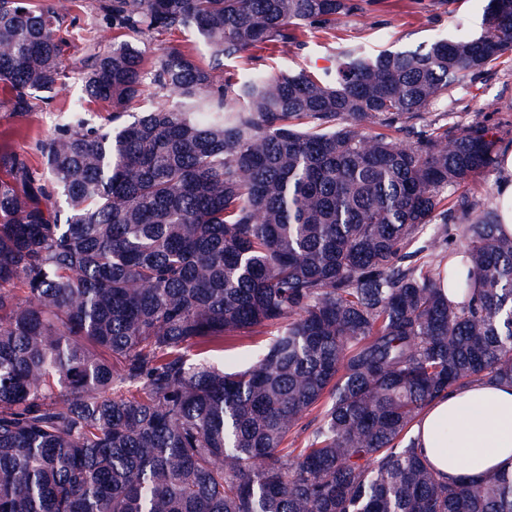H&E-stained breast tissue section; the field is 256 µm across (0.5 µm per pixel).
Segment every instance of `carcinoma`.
I'll return each mask as SVG.
<instances>
[{"instance_id":"1","label":"carcinoma","mask_w":512,"mask_h":512,"mask_svg":"<svg viewBox=\"0 0 512 512\" xmlns=\"http://www.w3.org/2000/svg\"><path fill=\"white\" fill-rule=\"evenodd\" d=\"M373 3L91 4L140 38L78 70L107 118L75 109L37 141L41 170L0 153V512H512V470L452 483L413 435L448 392L512 382L502 201L449 205L500 139L415 128L512 53V0H486L477 35L345 48L332 77L224 78V60ZM71 7L0 0V108L26 116L69 78L56 31ZM165 34L192 41L151 53ZM149 83L173 98L125 119ZM269 327L243 370L190 354Z\"/></svg>"}]
</instances>
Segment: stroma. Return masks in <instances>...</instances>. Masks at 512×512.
<instances>
[{
  "mask_svg": "<svg viewBox=\"0 0 512 512\" xmlns=\"http://www.w3.org/2000/svg\"><path fill=\"white\" fill-rule=\"evenodd\" d=\"M483 0H450L447 8L432 0H376L370 12L354 16L333 30L315 25L302 28L293 43H277L228 61L226 74L236 80L262 70L276 74L304 70L315 74L334 71L341 49L356 48L376 54L388 48L415 47L442 34H477L482 27ZM96 31L99 48H106L112 33L96 11L84 8L72 12L57 34L65 43L64 61L77 71L89 53L80 39L81 30ZM79 81L72 76L58 89L49 105L18 117L0 109V147L27 153L34 164L42 158L35 149L38 139L65 123L69 108L83 103ZM449 125L462 127L481 123L497 132L503 148L512 151V54L500 58L488 70L453 88L443 104ZM271 336L264 328L210 358L231 372L255 362Z\"/></svg>",
  "mask_w": 512,
  "mask_h": 512,
  "instance_id": "1",
  "label": "stroma"
}]
</instances>
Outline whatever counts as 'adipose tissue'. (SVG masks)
I'll list each match as a JSON object with an SVG mask.
<instances>
[{"label":"adipose tissue","mask_w":512,"mask_h":512,"mask_svg":"<svg viewBox=\"0 0 512 512\" xmlns=\"http://www.w3.org/2000/svg\"><path fill=\"white\" fill-rule=\"evenodd\" d=\"M414 434L449 480L512 470V383L477 381L450 392L426 409Z\"/></svg>","instance_id":"obj_1"}]
</instances>
